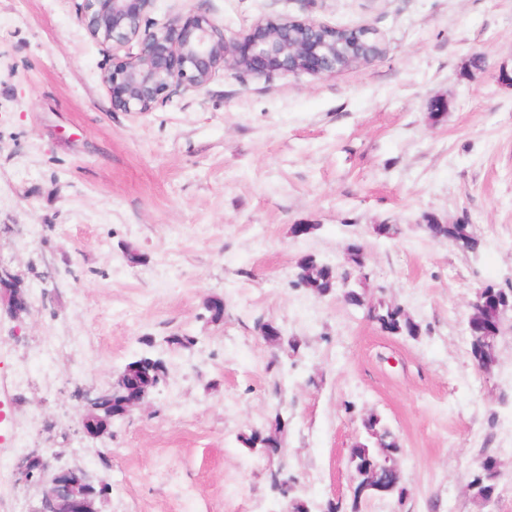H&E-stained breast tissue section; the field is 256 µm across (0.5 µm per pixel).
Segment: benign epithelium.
<instances>
[{"mask_svg": "<svg viewBox=\"0 0 512 512\" xmlns=\"http://www.w3.org/2000/svg\"><path fill=\"white\" fill-rule=\"evenodd\" d=\"M154 0H83L81 21L88 32L111 52L112 64L103 81L112 106L123 112H150L180 91L205 87L221 70L239 75L270 76L305 72L330 76L344 68L336 60V29L298 19H260L243 36L226 34L224 27L200 12L177 16L160 28L142 27ZM346 53L368 48V28L343 30ZM138 51H128L131 44ZM125 55H119L121 50ZM0 295L15 298L9 313L28 310L21 291L11 287L10 274L0 268ZM469 305L493 309L496 318L487 328L501 334L512 301L479 289ZM114 385L88 393L83 399L81 427L96 439L107 433L99 415L101 403L112 399ZM17 481L41 488L35 512H100L98 502L106 486L80 466L54 469L47 456L31 452L15 466Z\"/></svg>", "mask_w": 512, "mask_h": 512, "instance_id": "benign-epithelium-1", "label": "benign epithelium"}]
</instances>
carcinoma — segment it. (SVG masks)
<instances>
[{
    "mask_svg": "<svg viewBox=\"0 0 512 512\" xmlns=\"http://www.w3.org/2000/svg\"><path fill=\"white\" fill-rule=\"evenodd\" d=\"M423 223L427 232L434 238L448 241V244L463 251L477 252L481 242L473 236L470 225L442 224L433 215L423 216ZM360 251L356 250L348 255L347 262L350 268L358 276L356 286L348 291L344 297L345 303L363 307V299L366 297V283L369 273L365 271L359 257ZM294 283L310 290L319 297H327L336 293V267L324 263L311 255H303L295 263ZM369 318L379 327L389 333L417 336L420 333L419 326L408 316L404 308L395 302L378 299L370 302L368 308ZM470 352L475 364L490 367L496 359L495 338L477 336L470 338ZM144 365H150L155 371V380L162 385L167 378L166 363L159 358L141 354L128 361L117 373L115 380H120L126 373L139 369ZM361 426L363 437L356 442L350 454V464L357 475L355 486L365 483L377 487L387 488L395 486V492L404 493L401 486V472L398 456L401 452L400 445L394 434L384 424L382 419L370 414L362 419ZM284 423L280 417H275L269 425L255 428L248 435L241 436V441L246 448H268V444L280 439ZM498 462L497 459L488 456L484 459V466L476 470L470 487L474 498L486 503L497 489ZM268 483L271 491L277 498L288 504L289 512H310L305 502L292 497V485L294 480L283 470L277 474H268Z\"/></svg>",
    "mask_w": 512,
    "mask_h": 512,
    "instance_id": "1",
    "label": "carcinoma"
}]
</instances>
